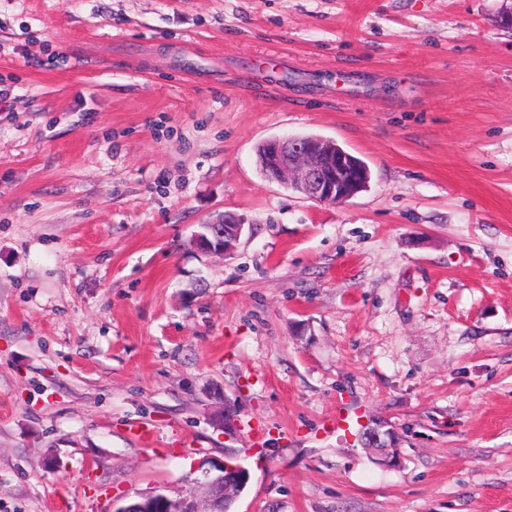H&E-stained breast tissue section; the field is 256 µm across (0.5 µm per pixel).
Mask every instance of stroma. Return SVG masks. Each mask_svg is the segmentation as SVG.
I'll return each mask as SVG.
<instances>
[{"instance_id":"stroma-1","label":"stroma","mask_w":512,"mask_h":512,"mask_svg":"<svg viewBox=\"0 0 512 512\" xmlns=\"http://www.w3.org/2000/svg\"><path fill=\"white\" fill-rule=\"evenodd\" d=\"M509 6L0 0V512L209 457L233 512H512ZM283 135L368 189L268 181ZM223 211L236 250L197 251ZM268 178L320 203L342 204L365 180L366 164L332 141L283 136L266 141ZM382 426L375 423V426L367 427L364 432L365 444L374 454L376 459L386 465H395L398 461L394 453L395 435L390 430H381Z\"/></svg>"}]
</instances>
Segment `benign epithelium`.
I'll use <instances>...</instances> for the list:
<instances>
[{"mask_svg": "<svg viewBox=\"0 0 512 512\" xmlns=\"http://www.w3.org/2000/svg\"><path fill=\"white\" fill-rule=\"evenodd\" d=\"M266 153L270 180L316 202L343 204L355 196L365 180V171L355 165L351 154L321 138L276 137L266 141ZM242 230L241 220L224 212L207 220L202 230L194 234L193 242L200 251L226 255L236 247ZM364 439L379 462L397 463L392 431H383L377 424L366 428ZM197 470L201 477L194 484L208 492L204 500H198L192 493L172 500L152 491L138 495L113 512H224L225 496L237 497L250 479L245 468L224 461L204 460Z\"/></svg>", "mask_w": 512, "mask_h": 512, "instance_id": "obj_1", "label": "benign epithelium"}]
</instances>
